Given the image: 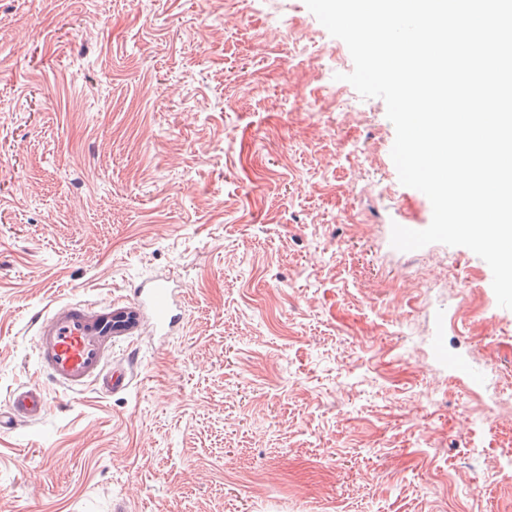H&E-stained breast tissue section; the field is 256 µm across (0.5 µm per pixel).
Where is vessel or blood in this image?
Wrapping results in <instances>:
<instances>
[{
	"instance_id": "b4317fda",
	"label": "vessel or blood",
	"mask_w": 512,
	"mask_h": 512,
	"mask_svg": "<svg viewBox=\"0 0 512 512\" xmlns=\"http://www.w3.org/2000/svg\"><path fill=\"white\" fill-rule=\"evenodd\" d=\"M181 297L170 278L160 276L138 284L122 301H58L36 313L35 351L44 382L10 393L0 406V433L43 418L46 385L73 393L93 387L105 395L127 389L125 367L112 361L113 344L144 334L169 337L183 321Z\"/></svg>"
}]
</instances>
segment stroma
Segmentation results:
<instances>
[{"label": "stroma", "instance_id": "obj_1", "mask_svg": "<svg viewBox=\"0 0 512 512\" xmlns=\"http://www.w3.org/2000/svg\"><path fill=\"white\" fill-rule=\"evenodd\" d=\"M353 68L305 0H0V401L50 303L185 290L0 434V512H512V310L392 247L432 207Z\"/></svg>", "mask_w": 512, "mask_h": 512}]
</instances>
